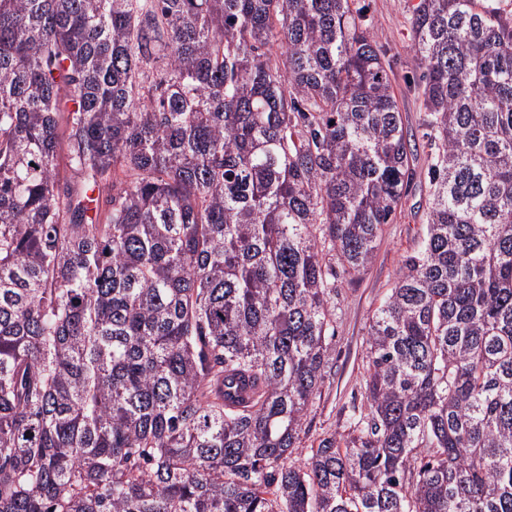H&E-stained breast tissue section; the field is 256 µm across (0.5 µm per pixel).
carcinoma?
<instances>
[{
  "label": "carcinoma",
  "mask_w": 512,
  "mask_h": 512,
  "mask_svg": "<svg viewBox=\"0 0 512 512\" xmlns=\"http://www.w3.org/2000/svg\"><path fill=\"white\" fill-rule=\"evenodd\" d=\"M411 29L426 232L296 463L410 176L361 9L0 0V512H512V12Z\"/></svg>",
  "instance_id": "obj_1"
}]
</instances>
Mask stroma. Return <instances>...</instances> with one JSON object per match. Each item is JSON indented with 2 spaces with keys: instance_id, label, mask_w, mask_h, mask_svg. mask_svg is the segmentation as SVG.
I'll use <instances>...</instances> for the list:
<instances>
[{
  "instance_id": "obj_1",
  "label": "stroma",
  "mask_w": 512,
  "mask_h": 512,
  "mask_svg": "<svg viewBox=\"0 0 512 512\" xmlns=\"http://www.w3.org/2000/svg\"><path fill=\"white\" fill-rule=\"evenodd\" d=\"M419 0H359L365 23L389 68L392 90L403 113L405 129L416 148L411 179L393 223L384 225L375 258L360 275L336 274V321L330 341L336 365L328 373L307 417L299 451L308 455L328 435L345 438V418L365 403L367 329L374 310L387 297L405 258L414 254L425 230L428 212V158L424 112L414 80L421 72L411 50L410 20Z\"/></svg>"
}]
</instances>
